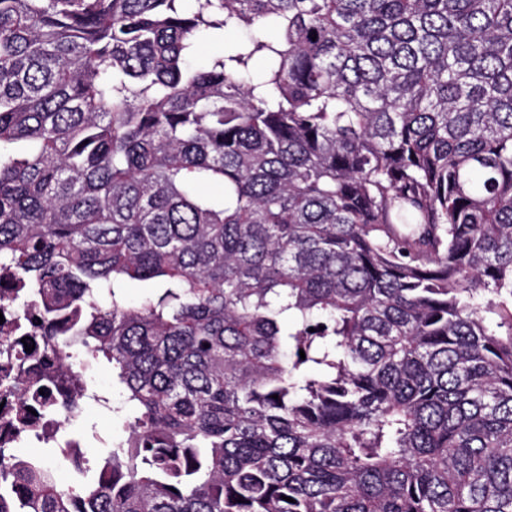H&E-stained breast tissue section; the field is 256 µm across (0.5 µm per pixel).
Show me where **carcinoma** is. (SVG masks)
<instances>
[{
  "label": "carcinoma",
  "instance_id": "obj_1",
  "mask_svg": "<svg viewBox=\"0 0 512 512\" xmlns=\"http://www.w3.org/2000/svg\"><path fill=\"white\" fill-rule=\"evenodd\" d=\"M0 273V512H512V0H0ZM119 426L118 420L112 418L107 411L96 409L89 412L86 431L76 434L81 441V450L91 466L99 451L121 433Z\"/></svg>",
  "mask_w": 512,
  "mask_h": 512
}]
</instances>
